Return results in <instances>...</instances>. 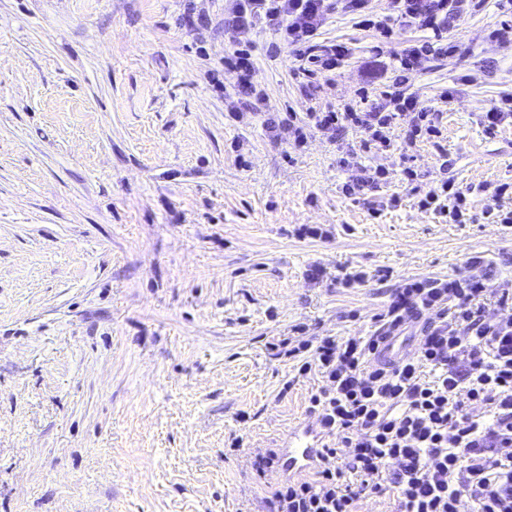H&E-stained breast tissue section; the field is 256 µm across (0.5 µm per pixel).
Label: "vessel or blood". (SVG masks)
Here are the masks:
<instances>
[{"instance_id": "1", "label": "vessel or blood", "mask_w": 512, "mask_h": 512, "mask_svg": "<svg viewBox=\"0 0 512 512\" xmlns=\"http://www.w3.org/2000/svg\"><path fill=\"white\" fill-rule=\"evenodd\" d=\"M324 446V435L315 423L297 425L289 430L287 438L277 450L276 476L281 479L311 476L319 468Z\"/></svg>"}]
</instances>
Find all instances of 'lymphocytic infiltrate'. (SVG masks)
I'll return each mask as SVG.
<instances>
[{
	"label": "lymphocytic infiltrate",
	"instance_id": "obj_1",
	"mask_svg": "<svg viewBox=\"0 0 512 512\" xmlns=\"http://www.w3.org/2000/svg\"><path fill=\"white\" fill-rule=\"evenodd\" d=\"M359 27L391 44L400 26L427 34L394 55L391 89L378 110L347 107L274 113L258 89L252 39L258 24L274 31L301 68L334 81L350 50L333 45L315 51L332 0H228L224 67L236 75L224 95L228 120L261 121L272 138L287 136L304 147L317 133H359L363 150H386L401 136L404 150L444 138L438 113L406 86L429 59L458 51L449 31L463 9L486 0H388L378 13L372 0H341ZM247 107H240V97ZM475 190L448 179L417 194L416 205L452 224L472 220ZM506 310L490 320L487 304ZM367 336H312L298 324L279 341L284 355L314 372L322 386L309 397L308 413L329 440L317 475L278 482L263 512H358L369 495L393 492L397 512H512V283L495 285L480 254L455 278L412 277L399 282ZM416 341L414 357L396 363L377 355L389 337Z\"/></svg>",
	"mask_w": 512,
	"mask_h": 512
}]
</instances>
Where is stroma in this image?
<instances>
[{
	"mask_svg": "<svg viewBox=\"0 0 512 512\" xmlns=\"http://www.w3.org/2000/svg\"><path fill=\"white\" fill-rule=\"evenodd\" d=\"M505 20L512 0H487L456 21L458 55L423 65L413 88L444 141L408 156L349 133L295 149L225 120L224 0H0V512H259L277 478L250 453L278 447L320 384L273 338L366 334L393 283L464 274L474 251L512 281V228L484 223L483 195L472 223L444 224L396 180L376 220L341 193L350 154L412 165L424 192L512 182V124L481 122L512 93V46L488 38ZM253 40L257 83L299 113L352 104L377 43L331 13L314 43L351 54L329 85L289 51L269 58V30ZM358 266L391 278L337 284Z\"/></svg>",
	"mask_w": 512,
	"mask_h": 512,
	"instance_id": "35a3bbf8",
	"label": "stroma"
}]
</instances>
